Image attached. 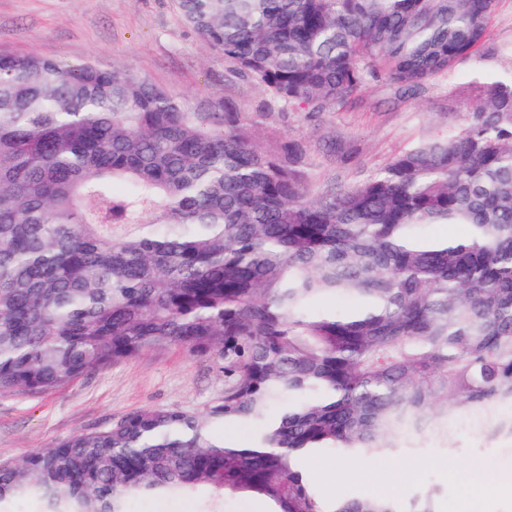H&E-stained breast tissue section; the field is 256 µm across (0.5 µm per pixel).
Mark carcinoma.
Instances as JSON below:
<instances>
[{
	"label": "carcinoma",
	"instance_id": "cac0c4a2",
	"mask_svg": "<svg viewBox=\"0 0 512 512\" xmlns=\"http://www.w3.org/2000/svg\"><path fill=\"white\" fill-rule=\"evenodd\" d=\"M498 0H179L184 22L274 106L338 111L369 78L407 90L488 39ZM463 128L366 182L308 196L298 142L90 61L0 53V394H42L175 347L223 362L200 411L145 408L0 463V512H437L331 501L302 459L389 456L481 415L512 434V71ZM127 183L116 194L112 184ZM434 224L462 236L433 241ZM352 312L317 313L329 298ZM279 413L270 414L272 403ZM252 424L248 447L214 428ZM131 512H197V508L185 498L140 499L131 504Z\"/></svg>",
	"mask_w": 512,
	"mask_h": 512
}]
</instances>
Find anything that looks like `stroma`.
Wrapping results in <instances>:
<instances>
[{"mask_svg":"<svg viewBox=\"0 0 512 512\" xmlns=\"http://www.w3.org/2000/svg\"><path fill=\"white\" fill-rule=\"evenodd\" d=\"M34 54L65 65L96 60L131 71L181 98L212 101L250 113L258 144L277 152L292 140L304 147L301 187L309 193L358 185L409 145L454 131L477 104L479 76L512 69V0H499L490 37L450 73L405 91L385 78L338 112L274 107L260 113L265 93L231 72L180 17L177 0H0V51ZM224 392L221 362L168 347L92 371L46 394L0 395V463L110 426L148 407L203 409ZM336 452L305 458L325 497L379 495L400 506L437 491L439 512H512V497L472 495L470 466L488 475L512 470V436L492 433L478 416L451 420L448 436L404 441L390 457L350 460L356 477L336 485Z\"/></svg>","mask_w":512,"mask_h":512,"instance_id":"stroma-1","label":"stroma"}]
</instances>
